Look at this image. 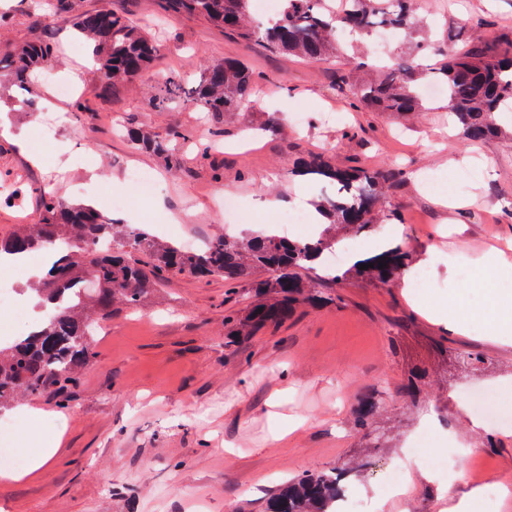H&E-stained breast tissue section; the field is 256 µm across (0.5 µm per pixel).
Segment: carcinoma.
<instances>
[{
    "instance_id": "obj_1",
    "label": "carcinoma",
    "mask_w": 512,
    "mask_h": 512,
    "mask_svg": "<svg viewBox=\"0 0 512 512\" xmlns=\"http://www.w3.org/2000/svg\"><path fill=\"white\" fill-rule=\"evenodd\" d=\"M79 2L49 0V19L70 22L78 36L93 45L97 93H111L149 69L157 48L138 26L108 9L84 11ZM285 2V12L265 24L252 17L249 0H160V7L172 17L197 16L224 27L230 36L258 41L304 61L334 64L343 59L337 75L349 86L354 108L401 117L420 112L422 83L433 81L446 86L448 113L467 143L502 133L497 116L512 105V45L505 49L494 38L467 42L433 67L428 58L440 48L419 38L420 25L410 15L409 0H356L353 9L329 21L323 16L324 0ZM380 26H390L415 42L416 53L390 58L380 74L369 79L362 76L364 61L338 55L335 34L349 30L364 36ZM57 61L50 38H34L0 57V81L26 89L37 73ZM258 86L259 78L248 65L226 59L208 64L192 84L168 77L153 105L168 109L186 98L219 126L224 115L250 101ZM126 134L135 148L157 157L166 168L184 165L180 144L190 138L188 131L170 127L159 135L131 126ZM296 172L336 186V195L314 203L326 223L306 242L249 231L241 237L213 236L188 252L144 224H122L88 206L72 207L57 193L43 197L39 223L20 224L0 236V256L49 247L56 251L33 289L37 303L52 305L51 313L35 334L0 343V415L48 394L60 407H68L83 374L97 362L93 338L102 322L119 306L143 309L158 285L173 274L199 280L218 277L228 293L244 292L247 304L224 316L228 346L287 320L294 306L311 296L307 272L316 269L315 260L340 241L374 230L377 206L399 176L357 166L338 168L323 154L309 155ZM402 261L398 249L388 248L355 262L335 280L367 275L383 283ZM368 263L373 267L360 269ZM378 412L379 402L371 395L357 409L356 426L367 448L381 447L374 428ZM362 467L348 461L338 468L304 471L276 484L263 512H335L344 481L359 480Z\"/></svg>"
}]
</instances>
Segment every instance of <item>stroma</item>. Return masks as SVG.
Masks as SVG:
<instances>
[{"label":"stroma","mask_w":512,"mask_h":512,"mask_svg":"<svg viewBox=\"0 0 512 512\" xmlns=\"http://www.w3.org/2000/svg\"><path fill=\"white\" fill-rule=\"evenodd\" d=\"M85 10L129 15L156 39L159 57L152 73L119 91L95 93L98 73L86 54H73L74 33L57 24L44 33L57 45V79L83 69L78 96L54 98L36 80L33 96L44 112H60L62 126L30 137L32 117L23 96L0 87V112L24 144L0 137V184L23 183L21 202L0 203V235L40 219V196L63 190L68 203L95 201L111 215V195L127 191L128 168L151 170L161 181L158 196L134 202L126 224H176L211 236L224 229L209 201L220 187L241 196L255 223L274 224L279 206L302 205L316 193L334 194L295 176L299 158L325 152L338 167L396 169L402 177L388 198L384 222L399 229L393 245L405 254L392 283L363 276L343 285L316 276L315 286L336 292L339 304L299 305L287 321L249 337L224 343V314L244 306L242 295L226 294L222 279L196 281L174 275L165 300L133 312L117 310L99 333L97 364L74 392L69 409L49 398L31 401L40 423L14 440L26 459L44 454V468L16 480L0 479V512H259L275 483L316 468L366 459L362 494H380L381 512H446L464 504L482 512L484 493L472 484V465L491 479L512 477V429L477 421L467 390H512V338L483 326L465 334L424 311L403 279L427 269L434 296L473 284L480 259L492 246L512 257V138L462 144L448 132L446 100L410 123L385 113L353 110L348 86L322 62L275 54L244 43L223 27L199 17L164 20L159 0H81ZM48 0H0L8 19L0 25V49L27 42L36 15ZM417 16L445 51L465 41L497 39L512 44V0H416ZM238 59L261 79L253 102L228 115L222 132L191 103L158 110L151 103L165 76L198 78L205 64ZM348 116V126L325 127L322 114ZM302 114L303 127L292 124ZM161 133L186 126L194 138L182 146L178 170L162 169L154 157L133 149L119 123ZM220 138L224 153L196 160V142ZM39 155L33 165L31 155ZM468 156L453 167L449 158ZM462 179L459 197L474 204L449 214L429 186L433 175ZM456 257L447 264L445 254ZM379 394L383 448L364 447L355 424L360 399ZM418 443L425 459L398 498L382 496L385 467L403 448ZM452 456L455 481L440 472ZM130 486L133 498L116 495Z\"/></svg>","instance_id":"stroma-1"}]
</instances>
